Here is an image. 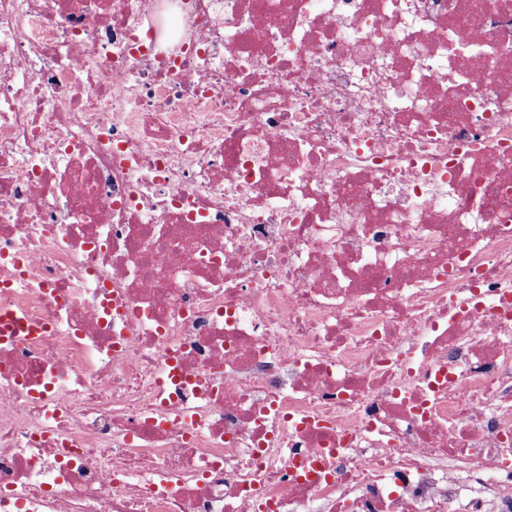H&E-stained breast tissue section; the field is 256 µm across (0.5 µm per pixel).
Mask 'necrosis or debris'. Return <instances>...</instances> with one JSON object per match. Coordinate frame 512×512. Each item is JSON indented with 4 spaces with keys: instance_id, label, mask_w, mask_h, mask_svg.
Here are the masks:
<instances>
[{
    "instance_id": "obj_1",
    "label": "necrosis or debris",
    "mask_w": 512,
    "mask_h": 512,
    "mask_svg": "<svg viewBox=\"0 0 512 512\" xmlns=\"http://www.w3.org/2000/svg\"><path fill=\"white\" fill-rule=\"evenodd\" d=\"M0 512H512V0H0Z\"/></svg>"
}]
</instances>
